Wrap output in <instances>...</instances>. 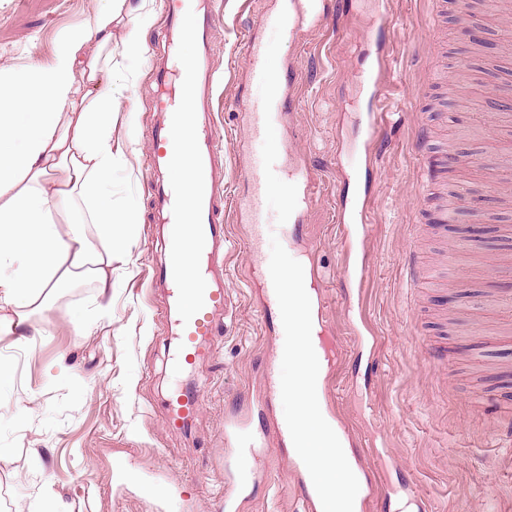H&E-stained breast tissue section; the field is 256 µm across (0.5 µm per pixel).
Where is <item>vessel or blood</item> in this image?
<instances>
[{"mask_svg": "<svg viewBox=\"0 0 512 512\" xmlns=\"http://www.w3.org/2000/svg\"><path fill=\"white\" fill-rule=\"evenodd\" d=\"M165 14L181 45L173 65L160 66L157 79L176 85L178 97L157 98V122L147 154V175L172 170L181 162L190 170V184L168 181L161 185L155 202L165 212L166 221L150 248L162 258L152 267L151 278L166 290L164 317L177 339L172 358L183 370H191L215 352L213 338L220 312L232 311V300L224 287V221L218 210L224 199V178L215 164L214 117L210 111L215 70L211 45L216 15L209 8H189L183 0H165ZM328 16L324 0L305 6L304 0H284L283 8L266 15L265 25L279 29L287 40H295L304 26H319ZM245 72L249 80L263 85L264 96L250 101L247 134L253 144L246 157V176L251 190L235 199L232 220L251 228L250 245L259 247L264 224V200L269 190L279 189L287 200L283 211L286 234H293L298 212L308 206L317 193L303 166L288 154L266 150L269 131L280 123L286 103L280 93V79L271 69L264 47L252 29L244 31ZM190 97L199 104L198 112L184 117L179 98ZM190 141L192 150L181 154L182 141ZM192 220V233H184L183 223ZM193 256V269H186V256ZM201 404L190 389L175 392L168 400L165 420L170 431L191 429ZM250 423L244 413L224 418V445L238 457L247 475L258 473L264 450L290 441L286 422L274 423L267 438L255 442L246 439ZM296 476L302 477L300 493L309 512H321L322 504L313 483L306 481L307 469L299 456H291Z\"/></svg>", "mask_w": 512, "mask_h": 512, "instance_id": "1", "label": "vessel or blood"}]
</instances>
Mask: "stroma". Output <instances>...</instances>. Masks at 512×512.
Returning <instances> with one entry per match:
<instances>
[{
	"instance_id": "1",
	"label": "stroma",
	"mask_w": 512,
	"mask_h": 512,
	"mask_svg": "<svg viewBox=\"0 0 512 512\" xmlns=\"http://www.w3.org/2000/svg\"><path fill=\"white\" fill-rule=\"evenodd\" d=\"M217 12L213 63L217 160L224 200L248 193L244 179L246 117L263 86L241 77L246 26L257 29L280 71L287 95L282 127L266 146L303 156L319 183L316 202L301 211L291 257L313 266V291L330 307L320 331L335 337L324 403L348 430L352 460L378 470L390 499L371 512H512V325L500 317L512 301V112L489 103L512 93V54L475 55L448 0H389L392 33L378 46L382 75L379 143L369 167L336 170V150L364 138L370 106L364 78L369 23L377 0H342L328 21L290 42L265 26L282 0H208ZM105 0H0V68L53 59L61 37L86 28ZM144 56L122 59L112 80L131 84L113 116L112 206L139 222L112 260V288L98 296L86 281L59 294L49 315L31 313L39 334L26 346L0 335V360L12 376L0 386V512H224V417L249 412L254 436L283 419L281 400L258 403L265 363L280 361L278 315L262 312L254 281L270 260L269 235L283 236L278 191L265 203L264 240L252 250L247 227L234 224L224 245L225 286L233 312L214 357L195 372L204 406L190 431L173 434L164 412L178 378L168 360L170 331L161 314L165 291L147 275L148 234L163 215L145 178L154 131V100L164 91L153 69L166 58L163 0H153ZM485 67L480 84L449 91L460 60ZM452 148L448 167L424 171L422 159ZM479 198L453 204L449 190ZM366 193L365 236L346 242L336 227L342 199ZM451 222H442L444 210ZM483 224L478 237L460 233ZM426 266L423 279L410 265ZM364 321L377 344H349ZM444 348V362L426 349ZM149 478L162 474L173 493L142 495L119 487L116 465ZM247 512H304L290 464L270 451Z\"/></svg>"
}]
</instances>
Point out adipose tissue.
Instances as JSON below:
<instances>
[{
  "mask_svg": "<svg viewBox=\"0 0 512 512\" xmlns=\"http://www.w3.org/2000/svg\"><path fill=\"white\" fill-rule=\"evenodd\" d=\"M128 14L127 0H106L51 66L0 71V335L16 344L32 340L26 307L50 311L54 294L86 279L107 294L113 253L138 222L112 208L119 97L102 79L112 27Z\"/></svg>",
  "mask_w": 512,
  "mask_h": 512,
  "instance_id": "1",
  "label": "adipose tissue"
}]
</instances>
